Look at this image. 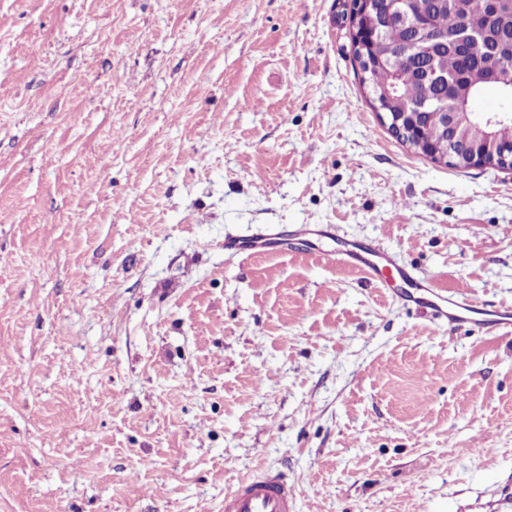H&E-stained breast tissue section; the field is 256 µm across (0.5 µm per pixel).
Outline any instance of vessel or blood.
<instances>
[{
    "mask_svg": "<svg viewBox=\"0 0 512 512\" xmlns=\"http://www.w3.org/2000/svg\"><path fill=\"white\" fill-rule=\"evenodd\" d=\"M283 240L280 234L266 233L240 242L228 240L225 250L244 253L255 247L276 248ZM334 260L359 269L368 279L384 288L404 282L411 290L410 301L430 310L436 320L448 326L468 325L480 332L493 334L512 329V307L475 308L468 295L454 292L445 296L435 291L431 282L416 279L411 271L398 265L385 250L374 242H352L337 249ZM297 489L285 471L266 468L258 474L241 478L224 495V512H296Z\"/></svg>",
    "mask_w": 512,
    "mask_h": 512,
    "instance_id": "1",
    "label": "vessel or blood"
}]
</instances>
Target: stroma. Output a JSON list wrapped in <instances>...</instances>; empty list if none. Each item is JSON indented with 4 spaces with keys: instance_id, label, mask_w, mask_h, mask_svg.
I'll list each match as a JSON object with an SVG mask.
<instances>
[{
    "instance_id": "35a3bbf8",
    "label": "stroma",
    "mask_w": 512,
    "mask_h": 512,
    "mask_svg": "<svg viewBox=\"0 0 512 512\" xmlns=\"http://www.w3.org/2000/svg\"><path fill=\"white\" fill-rule=\"evenodd\" d=\"M347 0H0V512H492L512 334L438 326L338 241L512 305V172L369 106ZM275 225H335L233 255ZM297 489L281 469L241 478L224 495V512H295Z\"/></svg>"
}]
</instances>
